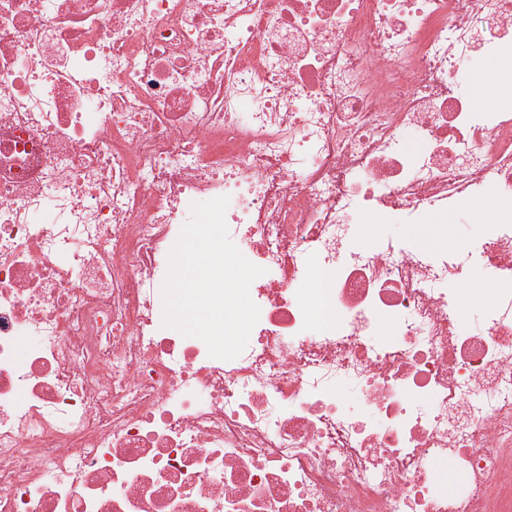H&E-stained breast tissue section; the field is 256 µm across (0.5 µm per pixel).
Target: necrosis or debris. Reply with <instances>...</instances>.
Instances as JSON below:
<instances>
[{"mask_svg":"<svg viewBox=\"0 0 512 512\" xmlns=\"http://www.w3.org/2000/svg\"><path fill=\"white\" fill-rule=\"evenodd\" d=\"M506 52L512 0H0V512H512V225L476 335L460 256L347 238L512 215V113L458 88ZM221 196L264 269L232 360L152 329ZM467 209L474 210L481 215L480 224H499L502 219L500 207L487 197H473ZM462 211L448 208L433 216L429 224H399L383 214H376L364 219L361 224H352L349 239L353 243L372 245L380 236H392L409 241L415 245L433 243L435 233L445 224H457Z\"/></svg>","mask_w":512,"mask_h":512,"instance_id":"necrosis-or-debris-1","label":"necrosis or debris"}]
</instances>
